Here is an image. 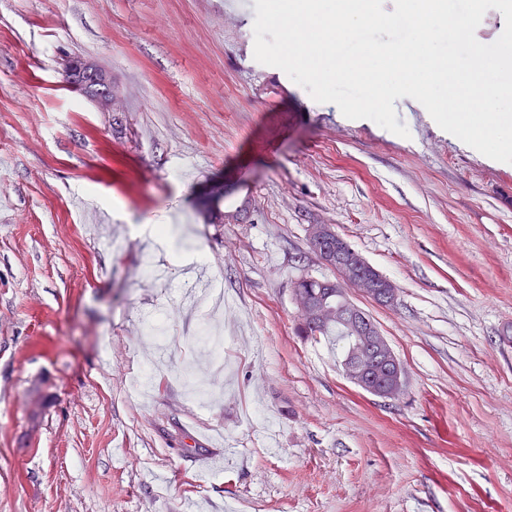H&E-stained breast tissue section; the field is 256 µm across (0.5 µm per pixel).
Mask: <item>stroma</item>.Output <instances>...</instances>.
Wrapping results in <instances>:
<instances>
[{
  "label": "stroma",
  "mask_w": 512,
  "mask_h": 512,
  "mask_svg": "<svg viewBox=\"0 0 512 512\" xmlns=\"http://www.w3.org/2000/svg\"><path fill=\"white\" fill-rule=\"evenodd\" d=\"M254 19L0 0V512H512V164L409 97L406 138L315 102L255 60ZM73 58L120 111L73 89ZM312 224L399 290L349 293L396 398L296 331L295 282L334 275ZM192 249L222 303L182 294ZM92 66L81 60H72L68 63L67 73L78 70L85 72L89 76L86 82L73 86L79 87L82 93L95 102L100 109L116 112L119 103V90L112 82V79L103 76L109 74L106 70L97 65L96 67L93 66L100 73L97 74Z\"/></svg>",
  "instance_id": "obj_1"
}]
</instances>
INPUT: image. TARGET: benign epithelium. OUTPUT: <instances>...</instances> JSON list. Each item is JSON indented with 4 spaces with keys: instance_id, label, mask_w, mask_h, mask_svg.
<instances>
[{
    "instance_id": "benign-epithelium-1",
    "label": "benign epithelium",
    "mask_w": 512,
    "mask_h": 512,
    "mask_svg": "<svg viewBox=\"0 0 512 512\" xmlns=\"http://www.w3.org/2000/svg\"><path fill=\"white\" fill-rule=\"evenodd\" d=\"M82 71L89 79L80 84L82 93L109 112L118 109L119 90L112 79L98 74L81 60L68 63L67 72ZM311 250L321 261L336 271V293L343 300L334 306L317 303L296 295L301 315L325 324L345 322L352 333L354 352L344 363L350 381L363 391L381 398H392L404 387V369L389 341L364 311L346 296L350 288L382 306L394 304L398 289L367 260L353 249L330 224L308 227Z\"/></svg>"
}]
</instances>
